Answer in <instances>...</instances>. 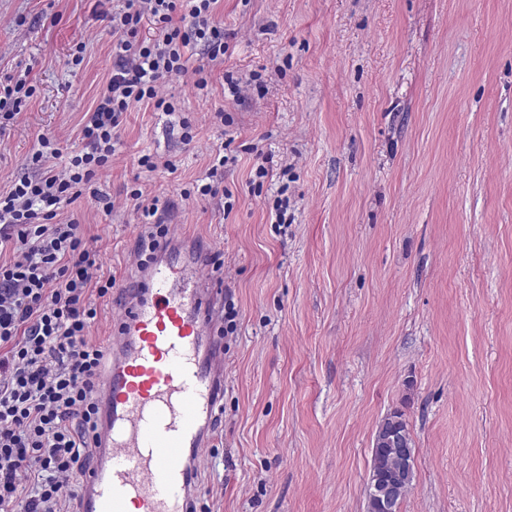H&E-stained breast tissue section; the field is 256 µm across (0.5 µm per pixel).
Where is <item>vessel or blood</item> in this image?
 I'll list each match as a JSON object with an SVG mask.
<instances>
[{"label": "vessel or blood", "mask_w": 512, "mask_h": 512, "mask_svg": "<svg viewBox=\"0 0 512 512\" xmlns=\"http://www.w3.org/2000/svg\"><path fill=\"white\" fill-rule=\"evenodd\" d=\"M184 250L183 260L167 253ZM136 273L109 339L101 380L97 464L81 479L78 512H189L195 475L224 394V345L210 328L224 292L201 277L193 245L161 240Z\"/></svg>", "instance_id": "1"}]
</instances>
